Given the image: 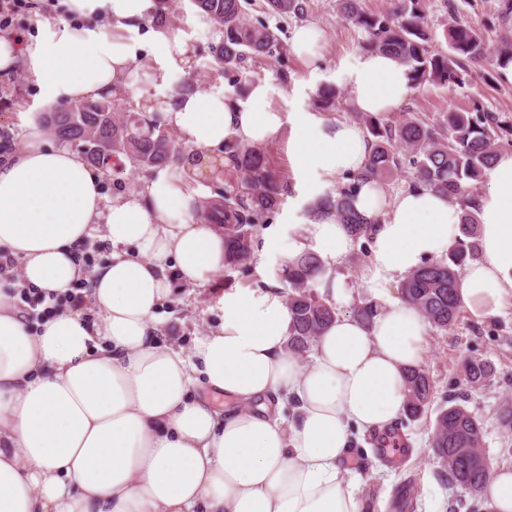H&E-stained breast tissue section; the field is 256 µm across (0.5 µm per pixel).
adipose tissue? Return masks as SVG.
<instances>
[{
    "label": "adipose tissue",
    "mask_w": 512,
    "mask_h": 512,
    "mask_svg": "<svg viewBox=\"0 0 512 512\" xmlns=\"http://www.w3.org/2000/svg\"><path fill=\"white\" fill-rule=\"evenodd\" d=\"M66 3L83 26L50 24L23 43L0 38V70L23 63L48 102L138 88L143 47L120 32L155 0ZM103 9L106 28L93 22ZM342 80L357 112L397 109L410 85L407 67L382 52L360 54ZM286 96L264 79L242 101L216 85L170 97L163 118L185 158L157 171L145 195L105 198L81 153L45 144L38 128L0 165V251L20 261L21 285L63 295L89 281L95 310L88 321L64 307L33 330L0 290V512H361L341 466L348 427L388 431L402 415L404 373L419 361L427 328L414 308L395 302L369 327L338 317L305 365L288 348L291 311L274 287L222 292V323L191 353L161 338L171 274L205 287L224 268V230L196 217L194 178L225 142L286 138L310 198L367 160L360 125L274 107ZM355 207L381 218L362 274L372 294L445 256L463 215L455 199L412 187L364 186ZM473 213L481 256L464 270L460 299L494 316L512 295V150L496 157ZM94 234L112 253L87 273L73 253ZM266 246L316 253L318 289L343 296L336 267L353 241L335 214L310 217L285 245L267 235ZM199 383L236 409L197 396ZM287 401L296 404L289 420L276 414Z\"/></svg>",
    "instance_id": "ef3b65f1"
}]
</instances>
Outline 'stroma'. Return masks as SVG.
Listing matches in <instances>:
<instances>
[{
    "label": "stroma",
    "mask_w": 512,
    "mask_h": 512,
    "mask_svg": "<svg viewBox=\"0 0 512 512\" xmlns=\"http://www.w3.org/2000/svg\"><path fill=\"white\" fill-rule=\"evenodd\" d=\"M506 2L418 0V7L434 29H443L449 18L454 17L482 29L489 41L494 42L502 36L512 38V12H506ZM263 3L264 0H254L253 6L247 9V19L253 24L261 22L276 28L284 46L279 57L257 63L249 61L230 71L214 67L209 46L218 35L213 26H200L199 15L187 4L175 20L173 31L191 47L192 69L171 72L162 82L146 81L142 93L163 98L172 95L185 81L202 90L219 82L225 94L235 98L248 80L268 78L275 85L287 88L289 111H313V101L321 85H341L342 72L360 52L362 34L339 17L336 0H310L307 20L322 27L327 36L322 60L312 65L298 57L292 48L296 20L269 16ZM452 5L457 8L453 14L448 11ZM63 14L60 0H19L10 25L0 30V36L34 38L46 24L56 22ZM474 96L494 111L512 114V75L491 77L479 70L468 91L429 86L421 92L408 93L402 108L432 116L451 109H465ZM49 108L23 65L0 72V163L24 147L30 125L37 123L40 113ZM306 207V201L296 192L267 214L252 237L249 268L222 271L209 286L202 288L174 282L171 303L159 311L167 341L191 350L197 336L221 321L222 313L215 302L225 290L282 285L281 273L288 255L265 249V233L274 228L282 236L294 235L296 224L308 218ZM363 271L360 263L352 265L344 261L337 266L336 272L346 284L344 297L335 302L341 314H350L355 304L369 299L386 308L397 300V288L393 285L377 295H369L361 286ZM470 358L485 359L495 370L493 379L478 390L464 384L463 365ZM419 364L432 379L435 395L422 419L395 426L392 436L402 440L403 451L382 454L384 436L356 430L351 433V451L343 467L356 479L355 491L362 512H468L467 494L441 481L440 466L430 448L437 412L448 396L454 394H465V408L482 421L484 449L491 468H512V430L504 428L497 417L498 407L512 400V297L504 301L497 315L478 317L464 310L451 330L428 329Z\"/></svg>",
    "instance_id": "35a3bbf8"
}]
</instances>
